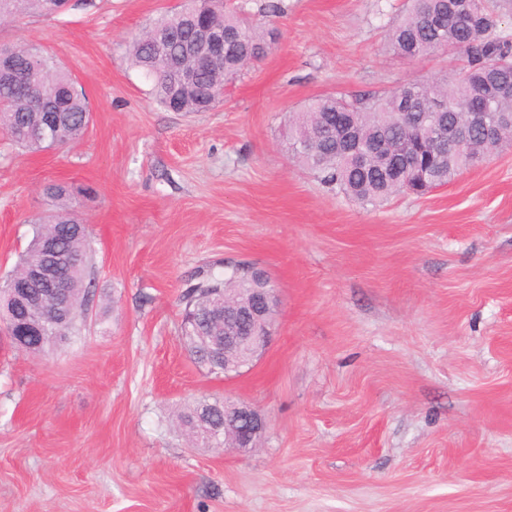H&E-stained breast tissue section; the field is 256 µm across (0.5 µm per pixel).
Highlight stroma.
Listing matches in <instances>:
<instances>
[{
	"mask_svg": "<svg viewBox=\"0 0 512 512\" xmlns=\"http://www.w3.org/2000/svg\"><path fill=\"white\" fill-rule=\"evenodd\" d=\"M271 51L207 112H171L128 59L179 0H70L0 20L86 94L83 137L29 152L0 129V278L66 184L88 230L84 315L33 355L0 326V512H512V149L365 207L291 156L288 115L455 64L390 54L406 0H277ZM266 269L275 336L209 375L181 297L217 262ZM265 420L255 449L194 448L202 398Z\"/></svg>",
	"mask_w": 512,
	"mask_h": 512,
	"instance_id": "stroma-1",
	"label": "stroma"
}]
</instances>
